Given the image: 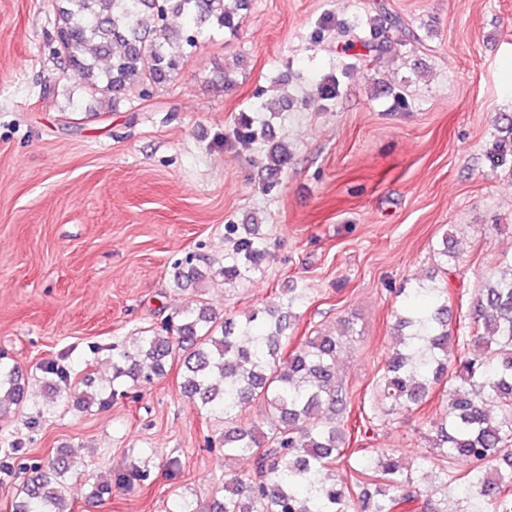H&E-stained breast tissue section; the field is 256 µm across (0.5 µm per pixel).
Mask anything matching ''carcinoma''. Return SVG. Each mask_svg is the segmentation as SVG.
<instances>
[{
    "label": "carcinoma",
    "instance_id": "cac0c4a2",
    "mask_svg": "<svg viewBox=\"0 0 512 512\" xmlns=\"http://www.w3.org/2000/svg\"><path fill=\"white\" fill-rule=\"evenodd\" d=\"M234 2L232 9L226 0H56L58 54L95 97L115 102L131 89L148 95L192 56L203 33L239 26L248 0ZM171 15L184 16L189 26L173 32ZM503 121L491 155L499 166L512 157V117ZM287 161L284 145L265 154V168L274 174ZM228 230L236 239L224 257V283L248 281L270 253L269 237L257 224ZM205 278L191 261L177 264L176 285ZM305 292L286 288L279 306L252 308L238 322L203 303L176 312L159 329L141 328L131 341L112 343V388L83 390L76 404L100 405L115 388L149 384L169 360L182 359L185 396L206 416L224 420V460L252 462L248 478L222 485L215 512H444L438 497H448L455 482L469 507L461 512H512V259L477 295L472 331L449 322L447 284L418 282L408 289L429 302L397 320L399 341L377 378L371 414L359 418L360 436L384 407L417 409L442 387L445 414L430 422L426 458L442 478L424 495L385 448L365 449L349 486L326 477L331 466L359 452L350 448L345 428L348 393L336 380L347 336L316 330L288 349ZM41 371L49 386L69 377L60 362ZM25 400L19 366L0 356V418ZM249 403L263 407V419L243 417ZM34 470L13 512H62L74 491L64 458Z\"/></svg>",
    "mask_w": 512,
    "mask_h": 512
}]
</instances>
